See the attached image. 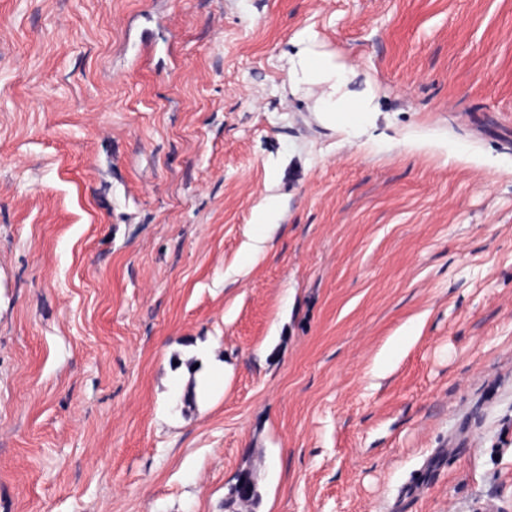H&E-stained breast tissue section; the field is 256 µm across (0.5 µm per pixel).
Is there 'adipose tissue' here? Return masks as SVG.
I'll return each mask as SVG.
<instances>
[{"label": "adipose tissue", "mask_w": 512, "mask_h": 512, "mask_svg": "<svg viewBox=\"0 0 512 512\" xmlns=\"http://www.w3.org/2000/svg\"><path fill=\"white\" fill-rule=\"evenodd\" d=\"M311 39L312 35L306 29L296 35L300 49L290 60L291 85H328L327 95L317 106L322 119L352 132L365 128L372 122L375 108L370 92L353 88L359 77L358 70L348 61L313 51L309 47Z\"/></svg>", "instance_id": "ef3b65f1"}]
</instances>
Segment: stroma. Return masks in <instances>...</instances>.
Wrapping results in <instances>:
<instances>
[{"instance_id":"1","label":"stroma","mask_w":512,"mask_h":512,"mask_svg":"<svg viewBox=\"0 0 512 512\" xmlns=\"http://www.w3.org/2000/svg\"><path fill=\"white\" fill-rule=\"evenodd\" d=\"M307 27L358 137L287 89ZM247 466L259 512H512V0H0V512ZM360 72L346 60L315 52L308 46L290 59L289 79L292 86L301 83L327 84L330 92L317 105L316 112L334 126L351 132L368 126L376 112L372 94L367 90L352 91ZM277 207V199L271 197L266 199L265 203L256 209L252 222V240L256 243H264L271 237V231L275 225L273 220Z\"/></svg>"}]
</instances>
